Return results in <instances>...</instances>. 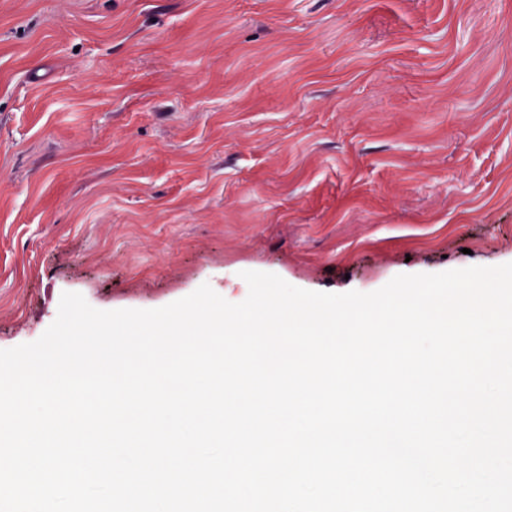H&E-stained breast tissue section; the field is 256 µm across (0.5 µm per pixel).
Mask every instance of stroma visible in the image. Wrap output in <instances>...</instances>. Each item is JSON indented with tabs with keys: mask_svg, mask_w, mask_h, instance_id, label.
Wrapping results in <instances>:
<instances>
[{
	"mask_svg": "<svg viewBox=\"0 0 512 512\" xmlns=\"http://www.w3.org/2000/svg\"><path fill=\"white\" fill-rule=\"evenodd\" d=\"M512 263V0H0V349Z\"/></svg>",
	"mask_w": 512,
	"mask_h": 512,
	"instance_id": "1",
	"label": "stroma"
}]
</instances>
